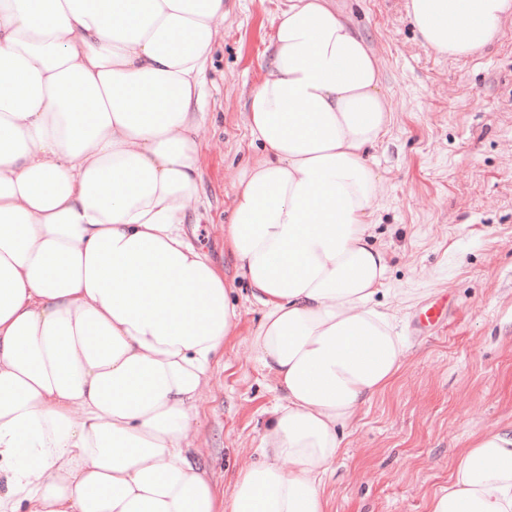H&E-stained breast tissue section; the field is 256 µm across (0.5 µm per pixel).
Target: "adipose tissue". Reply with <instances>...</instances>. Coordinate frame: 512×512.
<instances>
[{
    "instance_id": "adipose-tissue-1",
    "label": "adipose tissue",
    "mask_w": 512,
    "mask_h": 512,
    "mask_svg": "<svg viewBox=\"0 0 512 512\" xmlns=\"http://www.w3.org/2000/svg\"><path fill=\"white\" fill-rule=\"evenodd\" d=\"M225 0H0V512H327L343 431L408 341L373 242L393 112L331 0H288L247 112L225 277L187 239ZM423 44L483 54L512 0H406ZM280 393L217 497L185 439L236 281ZM428 512H512V425L474 435Z\"/></svg>"
}]
</instances>
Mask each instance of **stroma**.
I'll return each mask as SVG.
<instances>
[{"instance_id": "stroma-1", "label": "stroma", "mask_w": 512, "mask_h": 512, "mask_svg": "<svg viewBox=\"0 0 512 512\" xmlns=\"http://www.w3.org/2000/svg\"><path fill=\"white\" fill-rule=\"evenodd\" d=\"M207 63L197 130L201 183L186 231L226 277L224 226L241 168L257 152L249 96L270 56L272 21L288 0H228ZM379 61L393 110L372 150L386 207L375 242L388 255L391 293L408 338L395 383L358 413L324 481L328 512H426L473 433L512 424V17L483 55L441 59L419 40L404 0H334ZM244 284L229 337L195 403L188 435L217 496L258 460L279 393L251 334L262 309ZM448 302L439 332H421L425 304Z\"/></svg>"}]
</instances>
